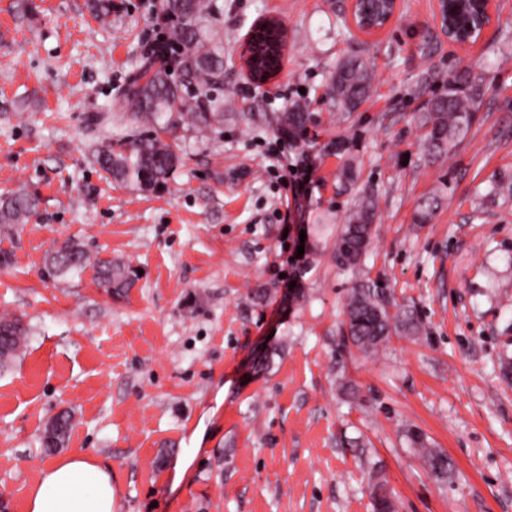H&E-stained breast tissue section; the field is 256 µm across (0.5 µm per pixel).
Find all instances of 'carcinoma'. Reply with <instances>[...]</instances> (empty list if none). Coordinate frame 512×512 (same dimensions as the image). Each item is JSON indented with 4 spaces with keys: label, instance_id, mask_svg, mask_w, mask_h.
Segmentation results:
<instances>
[{
    "label": "carcinoma",
    "instance_id": "cac0c4a2",
    "mask_svg": "<svg viewBox=\"0 0 512 512\" xmlns=\"http://www.w3.org/2000/svg\"><path fill=\"white\" fill-rule=\"evenodd\" d=\"M150 9L168 29L167 44H156L126 81L122 107L145 119L152 129L130 139L103 142L95 162L111 179L135 186L142 191L162 189L176 169L180 157L174 145L163 139L165 127L159 120L178 117L198 129H215L224 124V100L216 91L224 85V37L212 23V0H152ZM176 54L178 79L171 78L164 57ZM370 90V74L365 63L356 58L344 63L331 83V98L346 112H354L365 102ZM475 94L464 95L451 86L433 97L420 115L426 130L424 151L433 162L445 157L466 136L475 121ZM309 120L301 105L283 113L288 132L298 134ZM39 199L25 191L0 199V226L7 229L25 224L36 212ZM376 206L373 197L360 199L350 212L347 223L340 225L334 237V256L343 266L357 267L365 259L371 244ZM58 256L46 261L55 275L80 274L94 269L99 284L121 297L138 280V274L123 260L91 256L73 241L57 248ZM344 325L352 345L365 355H374L395 332L417 335L421 324L411 309L391 310L385 289L375 281H355L350 288ZM0 367L21 352L27 327L21 318L0 319ZM414 452L438 479L448 476L450 464L443 453L426 446L417 433L410 434ZM373 512H396L395 495L386 480L376 477L370 484Z\"/></svg>",
    "mask_w": 512,
    "mask_h": 512
}]
</instances>
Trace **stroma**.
<instances>
[{"label": "stroma", "mask_w": 512, "mask_h": 512, "mask_svg": "<svg viewBox=\"0 0 512 512\" xmlns=\"http://www.w3.org/2000/svg\"><path fill=\"white\" fill-rule=\"evenodd\" d=\"M20 2L0 0L15 24L0 34V196L26 190L39 206L0 229V317L28 327L0 369V512H25L41 469L74 451L111 466L116 512H372L374 472L397 512H512V382L500 371L512 359V0L464 48L442 34L435 0H402L370 36L350 30L346 0H213L224 124H178L181 161L155 193L105 178L93 157L112 134L102 113L159 32L151 0H117L108 23L88 0H28V14ZM262 18L283 23L287 49L259 87L239 54ZM351 57L371 88L345 112L327 85ZM451 85L476 93V118L433 163L418 116ZM295 103L312 120L284 147L281 115ZM283 147L313 167L308 198L273 165ZM364 194L378 220L354 272L313 241ZM433 195L440 207L416 223ZM68 238L131 262L134 288L116 298L92 270L48 275ZM358 276L417 309L420 334L374 356L345 346ZM64 410L67 441L44 451ZM413 430L447 455L446 481L424 469ZM193 447L175 482V459Z\"/></svg>", "instance_id": "obj_1"}]
</instances>
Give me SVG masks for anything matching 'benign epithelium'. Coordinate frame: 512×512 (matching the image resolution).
Segmentation results:
<instances>
[{"label":"benign epithelium","mask_w":512,"mask_h":512,"mask_svg":"<svg viewBox=\"0 0 512 512\" xmlns=\"http://www.w3.org/2000/svg\"><path fill=\"white\" fill-rule=\"evenodd\" d=\"M362 2L363 0H348L347 6L349 26L358 34L373 33L385 28L400 9V0H385L387 3L385 13L374 20L368 17L370 10L359 11ZM435 12L448 42L455 46H465L479 41L491 24L492 0H436ZM255 29L260 32L276 30L281 34L283 40L278 42V53L281 54L279 60H284L286 29L283 24L278 20L267 19L259 22ZM255 56L253 35L249 34L242 44L240 57L247 76L252 81L259 79L253 68ZM280 70L281 66L278 65L272 71L263 73L259 80L266 83Z\"/></svg>","instance_id":"1"}]
</instances>
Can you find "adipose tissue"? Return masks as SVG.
Here are the masks:
<instances>
[{"mask_svg":"<svg viewBox=\"0 0 512 512\" xmlns=\"http://www.w3.org/2000/svg\"><path fill=\"white\" fill-rule=\"evenodd\" d=\"M112 472L83 452L42 470L26 499V512H115Z\"/></svg>","mask_w":512,"mask_h":512,"instance_id":"1","label":"adipose tissue"}]
</instances>
